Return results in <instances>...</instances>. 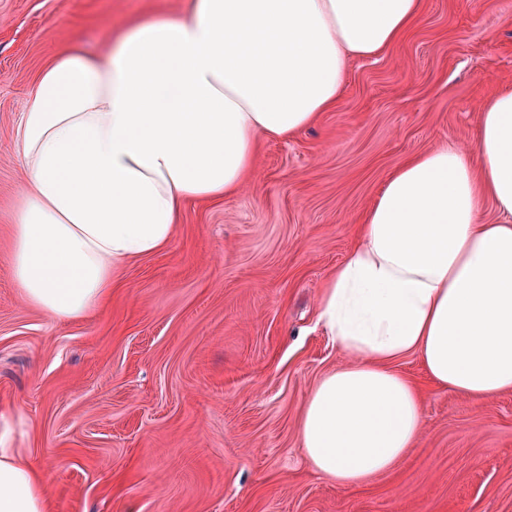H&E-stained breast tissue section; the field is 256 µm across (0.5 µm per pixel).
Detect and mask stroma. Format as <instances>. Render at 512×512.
<instances>
[{"mask_svg": "<svg viewBox=\"0 0 512 512\" xmlns=\"http://www.w3.org/2000/svg\"><path fill=\"white\" fill-rule=\"evenodd\" d=\"M188 0H0V409L55 512H512V392L423 386L417 445L347 490L315 475L299 439L310 389L350 356L318 322L329 275L391 169L448 144L476 150L477 116L512 84V0H426L425 20L353 61L336 108L262 141L235 196L184 205L168 246L128 265L112 300L54 320L10 268L24 174L16 131L43 67L101 56L140 16Z\"/></svg>", "mask_w": 512, "mask_h": 512, "instance_id": "1", "label": "stroma"}]
</instances>
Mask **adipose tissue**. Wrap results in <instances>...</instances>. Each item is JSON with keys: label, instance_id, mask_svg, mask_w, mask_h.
I'll return each instance as SVG.
<instances>
[{"label": "adipose tissue", "instance_id": "obj_1", "mask_svg": "<svg viewBox=\"0 0 512 512\" xmlns=\"http://www.w3.org/2000/svg\"><path fill=\"white\" fill-rule=\"evenodd\" d=\"M424 0H191L133 20L102 57L46 65L18 129L25 184L11 272L56 320L103 306L133 261L165 248L185 202L246 185L264 139L339 101L349 64L380 56ZM497 212L481 220L485 201ZM318 319L351 360L310 391L299 435L313 473L358 488L414 446L423 392L394 369L417 355L467 397L512 391V86L477 119V151L444 145L395 166ZM0 411V512H52L46 477Z\"/></svg>", "mask_w": 512, "mask_h": 512}]
</instances>
